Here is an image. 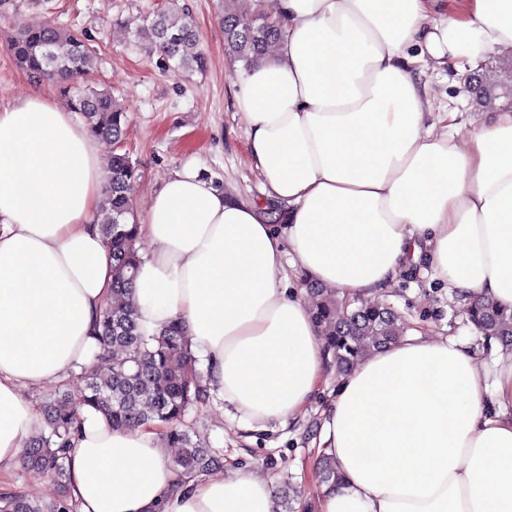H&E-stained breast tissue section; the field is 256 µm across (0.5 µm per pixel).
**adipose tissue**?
Segmentation results:
<instances>
[{
  "instance_id": "1",
  "label": "adipose tissue",
  "mask_w": 512,
  "mask_h": 512,
  "mask_svg": "<svg viewBox=\"0 0 512 512\" xmlns=\"http://www.w3.org/2000/svg\"><path fill=\"white\" fill-rule=\"evenodd\" d=\"M257 2L285 30L236 81L268 201L236 200L192 162L174 170L138 227L150 249L131 300L145 334L181 322L210 387L263 428L306 410L328 360L305 294L281 286L286 257L350 300L423 260L463 298L512 310V109L458 141L417 75L511 48L512 0ZM106 183L96 138L63 104L0 107V477L42 424L28 390L98 349ZM162 430L87 414L67 474L78 512H278L251 472L174 468ZM318 448L342 481L320 487L316 512H512V348L489 369L467 342L403 337L341 376Z\"/></svg>"
}]
</instances>
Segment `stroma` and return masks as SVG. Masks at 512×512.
Wrapping results in <instances>:
<instances>
[{"label": "stroma", "instance_id": "35a3bbf8", "mask_svg": "<svg viewBox=\"0 0 512 512\" xmlns=\"http://www.w3.org/2000/svg\"><path fill=\"white\" fill-rule=\"evenodd\" d=\"M174 3L188 8L196 21L209 57L203 72L168 71L159 55L146 51L134 35L146 16ZM218 11L219 0H0V106L34 93L59 95L54 85L33 79L7 53L6 38L14 23L49 20L67 26L83 35L96 58L84 83L108 89L128 113V132L120 147L142 171L134 203L138 223H145L149 197L162 180L191 160L238 200L260 202L263 193L250 165L246 124L235 96L244 67L224 52ZM419 78L436 111L456 113L452 132L462 140L471 125L512 106V49L490 56L468 74L428 65ZM380 299L402 316L407 331L469 342L479 346L485 364L493 363L495 351L467 322L462 299L430 266L422 264L399 276ZM338 382L335 369L326 368L321 392L283 429L245 427L216 395L207 406L190 412L185 424L193 439L220 453L221 474L241 469L276 488L291 485L297 494L293 502L280 503L281 512H296L301 505L312 512L319 489L315 439Z\"/></svg>", "mask_w": 512, "mask_h": 512}]
</instances>
